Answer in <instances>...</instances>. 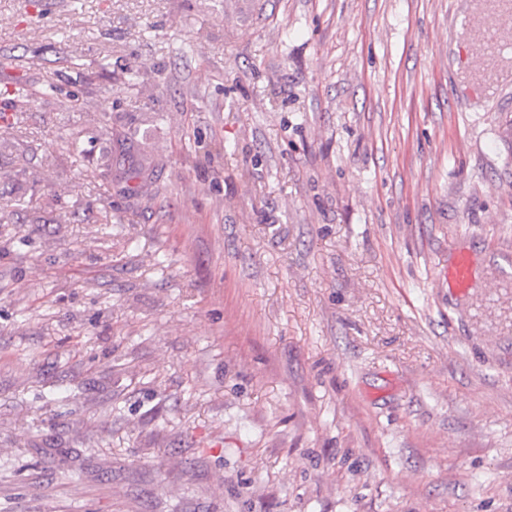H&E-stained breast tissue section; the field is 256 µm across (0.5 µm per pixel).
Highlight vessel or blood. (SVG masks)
<instances>
[{
	"label": "vessel or blood",
	"mask_w": 512,
	"mask_h": 512,
	"mask_svg": "<svg viewBox=\"0 0 512 512\" xmlns=\"http://www.w3.org/2000/svg\"><path fill=\"white\" fill-rule=\"evenodd\" d=\"M482 23L473 30V50L480 73L493 76L501 63L512 60V0H485ZM474 261L467 251H458L448 266V287L464 293L472 285Z\"/></svg>",
	"instance_id": "vessel-or-blood-1"
}]
</instances>
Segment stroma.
<instances>
[{"mask_svg":"<svg viewBox=\"0 0 512 512\" xmlns=\"http://www.w3.org/2000/svg\"><path fill=\"white\" fill-rule=\"evenodd\" d=\"M469 11L0 0V512H512V75L460 72ZM474 261L465 250L458 251L448 265V288L457 293H466L472 285Z\"/></svg>","mask_w":512,"mask_h":512,"instance_id":"35a3bbf8","label":"stroma"}]
</instances>
